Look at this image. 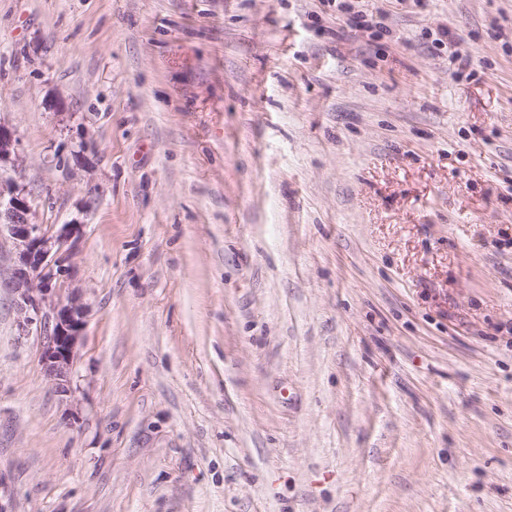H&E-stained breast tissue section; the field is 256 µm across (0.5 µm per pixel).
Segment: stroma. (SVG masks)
<instances>
[{"mask_svg": "<svg viewBox=\"0 0 512 512\" xmlns=\"http://www.w3.org/2000/svg\"><path fill=\"white\" fill-rule=\"evenodd\" d=\"M354 2L0 0L87 308L63 396L0 240L6 512H512V0Z\"/></svg>", "mask_w": 512, "mask_h": 512, "instance_id": "obj_1", "label": "stroma"}]
</instances>
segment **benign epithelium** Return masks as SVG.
Segmentation results:
<instances>
[{"label": "benign epithelium", "mask_w": 512, "mask_h": 512, "mask_svg": "<svg viewBox=\"0 0 512 512\" xmlns=\"http://www.w3.org/2000/svg\"><path fill=\"white\" fill-rule=\"evenodd\" d=\"M19 149L16 132L0 122V238L11 244L8 286L14 296L17 336L41 337L46 373L65 393L84 331V306L63 296L81 224L73 221L53 231L34 222L32 200L6 177Z\"/></svg>", "instance_id": "7a95c632"}]
</instances>
